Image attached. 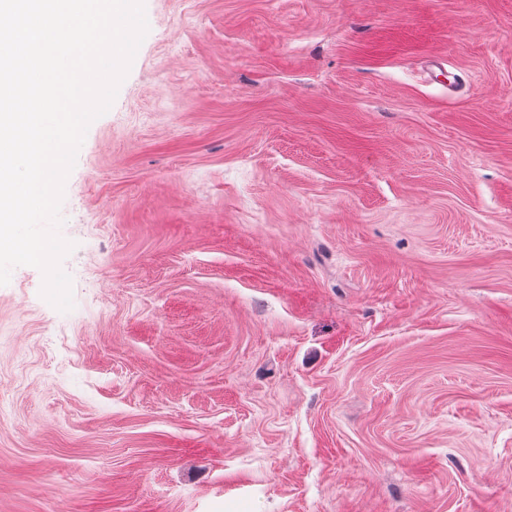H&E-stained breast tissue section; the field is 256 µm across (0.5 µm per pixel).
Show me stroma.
Masks as SVG:
<instances>
[{
    "label": "stroma",
    "instance_id": "1",
    "mask_svg": "<svg viewBox=\"0 0 512 512\" xmlns=\"http://www.w3.org/2000/svg\"><path fill=\"white\" fill-rule=\"evenodd\" d=\"M0 285V512H512V0H145Z\"/></svg>",
    "mask_w": 512,
    "mask_h": 512
}]
</instances>
